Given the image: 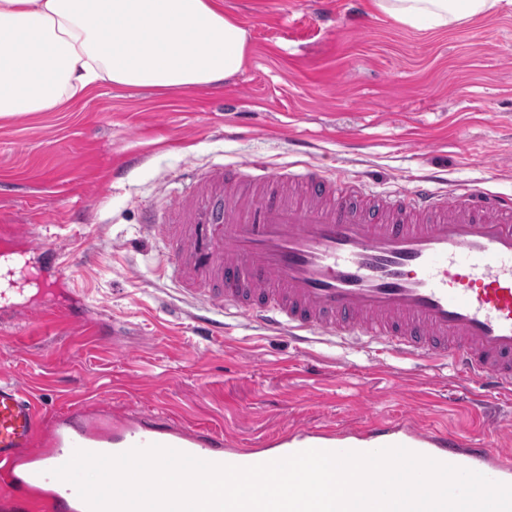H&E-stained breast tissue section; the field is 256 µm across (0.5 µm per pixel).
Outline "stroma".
<instances>
[{"mask_svg": "<svg viewBox=\"0 0 512 512\" xmlns=\"http://www.w3.org/2000/svg\"><path fill=\"white\" fill-rule=\"evenodd\" d=\"M249 32L244 68L189 93L100 86L53 112L0 117L1 236L14 252L51 245L58 284L38 268L27 311L0 321V381L51 413L87 402L118 415L163 413L221 429L236 446L283 431L365 418L486 434L512 450V396L471 408L478 384L451 364L424 370L316 337L297 347L244 320L197 335L195 303L162 276L145 208L165 215L181 171L255 161L308 165L365 188L411 186L441 172L445 189L478 183L512 194V6L449 29L410 27L373 0H223ZM121 178H113L114 170ZM72 323H46L52 306ZM106 315L93 332L77 319Z\"/></svg>", "mask_w": 512, "mask_h": 512, "instance_id": "1", "label": "stroma"}]
</instances>
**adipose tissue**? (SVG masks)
<instances>
[{
	"instance_id": "adipose-tissue-1",
	"label": "adipose tissue",
	"mask_w": 512,
	"mask_h": 512,
	"mask_svg": "<svg viewBox=\"0 0 512 512\" xmlns=\"http://www.w3.org/2000/svg\"><path fill=\"white\" fill-rule=\"evenodd\" d=\"M397 22L446 28L502 0H374ZM249 35L222 0H0V117L51 112L101 84L216 85L242 70Z\"/></svg>"
}]
</instances>
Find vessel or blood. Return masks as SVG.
Listing matches in <instances>:
<instances>
[{
  "instance_id": "vessel-or-blood-1",
  "label": "vessel or blood",
  "mask_w": 512,
  "mask_h": 512,
  "mask_svg": "<svg viewBox=\"0 0 512 512\" xmlns=\"http://www.w3.org/2000/svg\"><path fill=\"white\" fill-rule=\"evenodd\" d=\"M147 232L167 246L166 266L199 310V335L214 338L218 307L298 342L323 335L389 354L451 363L459 383L512 390V197L479 185L411 188L358 196L319 169L259 173L216 166L191 176ZM399 446L512 484V457L485 438L419 431ZM161 445L218 464L268 457L224 450L222 432L169 415L118 421L77 405L44 411L25 388L0 383V512H88L75 487L52 477L74 451L120 454Z\"/></svg>"
}]
</instances>
